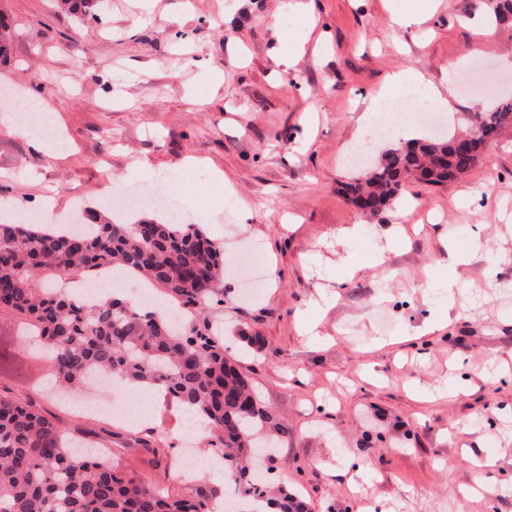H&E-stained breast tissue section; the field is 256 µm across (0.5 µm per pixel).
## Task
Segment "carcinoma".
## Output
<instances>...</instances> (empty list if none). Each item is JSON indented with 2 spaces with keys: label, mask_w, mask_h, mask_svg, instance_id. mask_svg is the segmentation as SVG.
Here are the masks:
<instances>
[{
  "label": "carcinoma",
  "mask_w": 512,
  "mask_h": 512,
  "mask_svg": "<svg viewBox=\"0 0 512 512\" xmlns=\"http://www.w3.org/2000/svg\"><path fill=\"white\" fill-rule=\"evenodd\" d=\"M497 24L512 27V0H488ZM512 120V101L475 113L464 134L412 140L389 148L365 165L361 179L342 184L346 200L377 214L407 191L408 179L440 186L475 167L484 136ZM87 225L59 233L0 218V309L36 331L50 356L58 386L78 390L87 379L117 377L156 388L169 400L194 408L210 423L211 452L224 463V479L189 496H170L128 474L99 454L79 453L65 431L30 402L0 392V512H210L227 487L251 508L245 512H310L284 486L272 491L253 482L251 463L259 448L288 434L287 423L265 409L252 381L224 354V337L207 321L210 306L224 301V258L197 224L143 218L118 224L96 210ZM133 273L186 309L176 327L160 310L144 311L116 297L83 306L52 277Z\"/></svg>",
  "instance_id": "carcinoma-1"
}]
</instances>
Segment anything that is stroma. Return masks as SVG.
I'll return each instance as SVG.
<instances>
[{
    "mask_svg": "<svg viewBox=\"0 0 512 512\" xmlns=\"http://www.w3.org/2000/svg\"><path fill=\"white\" fill-rule=\"evenodd\" d=\"M0 0L12 32L0 65V197L25 216L46 195L50 224L74 198L132 223L160 210L101 205L106 185L174 197L187 221L224 245V327L259 401L285 418L271 464L312 512H512V122L479 163L444 186L411 183L386 211H357L340 188L345 156L366 138L370 93L412 72L456 107L452 131L512 96V31L479 33L484 0ZM422 21L397 26L394 15ZM467 58L466 68L451 70ZM38 90L70 153L52 159L21 135L18 100ZM148 168H141V161ZM174 172L157 183L148 169ZM356 224L358 237L344 238ZM474 249L449 318L429 276L447 278L441 240ZM259 245L276 280L240 296L241 259ZM384 252V265L373 257ZM359 265L339 281L346 255ZM495 287H486L488 277ZM318 334H300L303 321ZM261 351L241 356L243 339ZM24 372L0 391L33 402L62 428L97 442L128 473L172 495L191 493L173 466L184 410L161 394L129 425L57 397L44 349L21 343ZM497 459L476 474L468 451Z\"/></svg>",
    "mask_w": 512,
    "mask_h": 512,
    "instance_id": "stroma-1",
    "label": "stroma"
}]
</instances>
